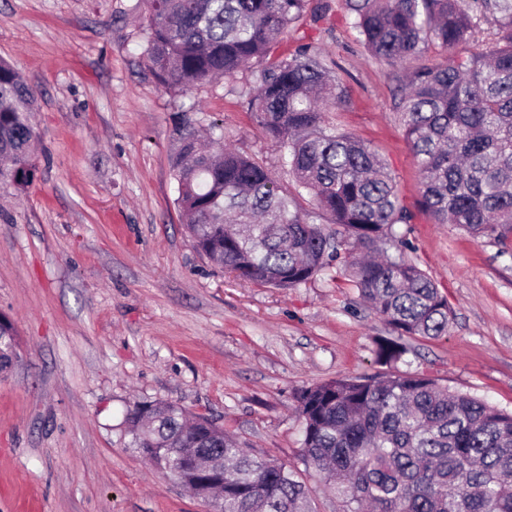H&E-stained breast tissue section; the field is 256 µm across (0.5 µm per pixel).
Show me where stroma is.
<instances>
[{"label":"stroma","mask_w":512,"mask_h":512,"mask_svg":"<svg viewBox=\"0 0 512 512\" xmlns=\"http://www.w3.org/2000/svg\"><path fill=\"white\" fill-rule=\"evenodd\" d=\"M273 56L316 46L347 98L330 125L374 148L412 215L408 256L447 295L448 335L402 337L326 272L297 288L239 282L189 241L175 203L176 128L219 123L224 143L288 183L248 107L262 61L184 93L148 69L145 0H0V59L34 93L37 177L0 185V316L18 358L0 375V512H205L136 449L130 406L211 418L246 448L300 465L294 394L345 377L420 373L512 409V256L436 223L393 111L392 67L373 59L344 0H323Z\"/></svg>","instance_id":"35a3bbf8"}]
</instances>
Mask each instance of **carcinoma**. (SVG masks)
I'll return each instance as SVG.
<instances>
[{"label":"carcinoma","mask_w":512,"mask_h":512,"mask_svg":"<svg viewBox=\"0 0 512 512\" xmlns=\"http://www.w3.org/2000/svg\"><path fill=\"white\" fill-rule=\"evenodd\" d=\"M309 0H147L146 58L165 87L190 91L231 80L265 59ZM372 58L393 67L397 113L421 179V205L509 252L512 242V0H345ZM495 46L461 56L481 24ZM442 60L429 58L432 46ZM345 89L311 44L269 62L249 107L284 148L295 196L329 216L315 224L272 172L219 139L179 130L176 203L192 246L234 279L297 288L332 267L399 336L448 335L454 314L405 253L410 223L378 152L326 123ZM34 95L0 60V182L25 191L36 178ZM393 340L377 356L396 362ZM17 344L0 342V373ZM301 458L339 512H512V410L452 391L420 374L352 377L296 391ZM133 447L165 471L180 456L216 455L224 466L222 512H314L294 467L247 452L224 427L191 421L185 408L137 402L125 415ZM199 497L211 479L183 473Z\"/></svg>","instance_id":"cac0c4a2"}]
</instances>
